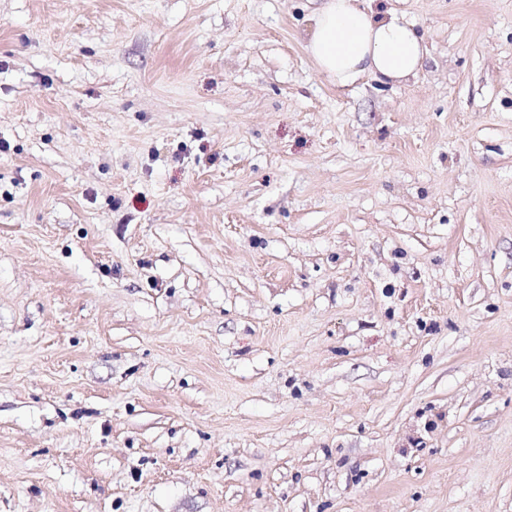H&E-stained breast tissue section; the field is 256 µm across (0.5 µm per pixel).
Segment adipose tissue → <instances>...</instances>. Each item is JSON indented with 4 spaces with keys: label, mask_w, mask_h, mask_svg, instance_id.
Returning <instances> with one entry per match:
<instances>
[{
    "label": "adipose tissue",
    "mask_w": 512,
    "mask_h": 512,
    "mask_svg": "<svg viewBox=\"0 0 512 512\" xmlns=\"http://www.w3.org/2000/svg\"><path fill=\"white\" fill-rule=\"evenodd\" d=\"M304 48L315 68L340 86L364 77L396 85L418 75L426 46L414 24L373 0H321Z\"/></svg>",
    "instance_id": "ef3b65f1"
}]
</instances>
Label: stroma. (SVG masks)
Listing matches in <instances>:
<instances>
[{
  "label": "stroma",
  "instance_id": "1",
  "mask_svg": "<svg viewBox=\"0 0 512 512\" xmlns=\"http://www.w3.org/2000/svg\"><path fill=\"white\" fill-rule=\"evenodd\" d=\"M0 0V512H512V0ZM376 0H321L304 48L315 68L339 86L363 77L396 85L416 77L426 46L415 25Z\"/></svg>",
  "mask_w": 512,
  "mask_h": 512
}]
</instances>
